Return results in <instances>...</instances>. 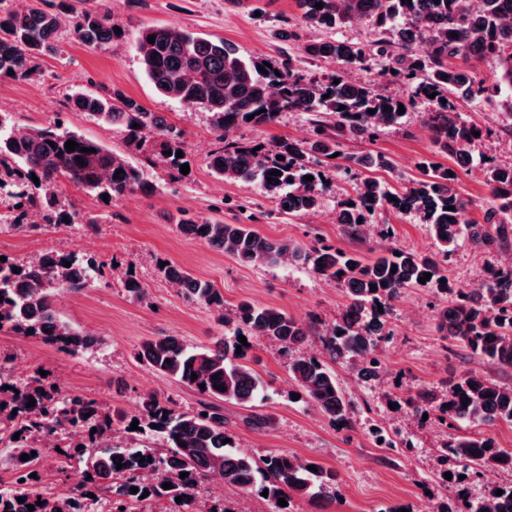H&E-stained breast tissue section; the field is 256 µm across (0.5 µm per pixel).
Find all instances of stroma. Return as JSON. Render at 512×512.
<instances>
[{
	"label": "stroma",
	"instance_id": "stroma-1",
	"mask_svg": "<svg viewBox=\"0 0 512 512\" xmlns=\"http://www.w3.org/2000/svg\"><path fill=\"white\" fill-rule=\"evenodd\" d=\"M86 9L108 10L115 25L130 35L144 26L187 28L204 37L221 38L246 57L261 56L293 65L312 77L334 70V63L308 59L300 41L319 38V31L300 20L296 0H86ZM299 40H292V33ZM42 73L37 80L0 81V113L23 131L62 116L71 130L98 142L133 165L146 168L156 186L153 194L139 192L106 202L71 184L63 193L70 209L80 213L75 224L44 225L24 231L11 225L8 204L0 203V257L28 262L47 251L96 258L101 267L81 290L58 294L55 308L62 319L86 334L99 337L95 348L76 355L57 351L33 338L0 331V355L9 356L14 378L25 379L45 371L49 380L64 390L97 398L134 413L147 392L172 398L178 408L192 412L199 397L168 377L151 372L134 357L146 337L168 334L192 345H207L224 335L214 310L183 298L164 276L160 264H177L195 277L212 283L224 296L225 309L247 300L285 310L298 318L319 314L323 324L335 322L346 303L341 285L326 282L308 269L288 262L274 266H246L224 252L183 237L179 219L208 218L227 224L246 222L262 235L304 244L322 240L349 253L372 257L383 248L429 253L435 241L427 224L413 215L389 211L375 213L365 237H349L336 222L338 203L356 193L359 172L343 173L328 164L329 190L317 212L301 217L281 213L278 206L254 186L222 181L207 167L209 154L218 146L209 112L186 108L162 98L147 80L133 42L111 49L92 50L62 31L59 51L38 59ZM107 90L122 94L142 107L161 113L186 136L187 175L171 180L167 168L151 165L152 144L130 145L117 128L69 111L67 98L77 91ZM462 116L492 129L491 137L471 149L472 163L460 173L456 185L469 203V217L484 216L488 188L482 166L485 160L512 162V134L501 131L496 102L459 103ZM429 108L416 104L399 124L387 128L375 142L343 137L340 150L352 156L375 150L392 162L389 170L377 171L380 180L400 189L420 178L419 164L432 158L435 147L428 126ZM312 118L302 112H285L273 125L242 127L234 140L266 146L281 138L300 141L312 138ZM512 258V250L483 253L459 242L446 268L451 285L474 288L482 268ZM149 290L150 299L131 298L124 287L127 274ZM434 289L411 288L393 302L388 322L394 334L381 344L380 379H357L350 361L333 362L331 369L347 398L355 405L347 424L333 426L304 401L295 399L288 360L261 339H251L249 364L263 378L268 398L257 411L270 424L252 429L250 409L224 403L232 445L253 458L282 451L313 460L336 471L340 484L334 512H377L380 505L397 512H433L467 488L478 499L487 492L485 483L464 478L463 468L443 462L440 445L451 437L486 434L503 448H512V425L466 422L448 427L436 414L420 419L406 400L423 388L439 386L451 373L473 369L496 376L495 368L472 357L463 348L447 351L436 330ZM384 429L394 440L410 443L407 451L379 447L374 429Z\"/></svg>",
	"mask_w": 512,
	"mask_h": 512
}]
</instances>
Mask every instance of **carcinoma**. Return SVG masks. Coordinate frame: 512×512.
Listing matches in <instances>:
<instances>
[{"instance_id": "cac0c4a2", "label": "carcinoma", "mask_w": 512, "mask_h": 512, "mask_svg": "<svg viewBox=\"0 0 512 512\" xmlns=\"http://www.w3.org/2000/svg\"><path fill=\"white\" fill-rule=\"evenodd\" d=\"M302 23L326 37L301 44L310 59L330 60L339 69L321 79L308 78L290 63L245 58L224 41L199 36L188 29L144 27L138 32L137 49L143 71L156 92L186 107H203L211 114L214 135L221 146L210 155L211 173L227 182L259 186L280 211L303 216L315 212L321 195L329 189L322 177V163L341 153L337 137L347 132L373 141L383 130L400 122L399 106L426 103L429 125L438 153L453 159L455 167L434 161L420 163L422 178L397 190L372 176L358 188L356 198L340 203L336 221L348 234L360 237L368 217L377 210L417 214L430 225L438 251L418 254L381 250L372 259L326 245L268 238L247 224H224L209 219L183 218L177 224L184 236L223 251L243 265L269 266L287 260L313 274L345 286L347 303L338 320L322 329L323 353L305 352L301 345L319 330L318 315L297 318L271 306L249 301L239 303L233 316H224V296L214 286L169 263L163 267L168 281L181 287L185 299L218 312L217 320L232 326L233 334L219 337L212 346H194L177 336H152L140 342L136 355L149 369L195 390L204 398L202 408L184 412L156 393L140 396L138 414L131 419L122 408L96 398L64 392L41 375L13 381L7 360L0 359V456L15 464L13 479L0 488V512H95L106 494V512H133L141 504L169 502L176 512H226L208 504L201 495L205 480L218 478L244 493L262 494L267 512H288L278 499L292 502L299 497L327 512L336 504V474L311 461L271 452L257 461L224 442L227 420L215 402L228 401L252 408L261 401L264 383L247 364L248 346L239 336L255 337L276 344L290 356L289 373L302 399L330 422L345 424L354 410L336 374L325 358L346 356L356 361L357 375L378 378L380 345L392 331L386 312L407 289L424 286L449 296L448 304L436 310V329L445 339L457 341L504 374L512 373V263L484 266L478 284L456 292L444 263L462 239L478 250L512 247V163L490 160L483 170L489 189L484 223L468 217L469 203L456 184L458 171L470 163V147L478 141L477 124L463 119L456 100L500 98L502 129L512 133V0H481L473 12L460 0H298ZM368 17L376 39L354 42L332 35L352 19ZM84 46L107 50L120 43L126 31L115 33L106 11L78 10L68 0H39L37 7L13 9L0 0V79L27 80L34 61L57 52L62 26ZM414 28L427 45L419 57L403 33ZM456 36H451V33ZM155 41L148 42V36ZM376 57L388 59L383 75L407 88V96L382 94L364 81H349L341 66H362ZM472 57L495 63L497 81L487 85L465 67ZM339 83H334V80ZM435 97H430V94ZM69 107L90 118L120 128L131 143L148 139L160 143L158 158L174 175L185 164L176 152L185 151L181 129L119 94L78 92L68 98ZM345 109H339V106ZM375 113L370 114L368 110ZM283 112H305L314 117L310 140L279 139L268 149L228 140V133L244 126L270 125ZM328 114L333 126L322 124ZM253 119H248V116ZM139 128H132L133 124ZM73 140L71 151L65 143ZM91 152L82 153L80 149ZM82 158L80 164L77 158ZM348 170L366 172L390 169V159L381 154L347 157ZM121 174H116V171ZM279 171L277 181H268ZM39 178L42 192L29 193L32 177ZM314 180L308 181L306 177ZM98 197L118 198L135 191H148L151 184L143 168L114 155L103 145L53 122L18 132L0 115V193H5L16 213L15 227L33 229L24 223L37 214L45 224H70L77 214L65 209L60 180ZM69 262L66 267L63 262ZM396 272H391L392 267ZM18 272H13V268ZM97 270L94 258L48 251L38 259L16 264L0 261V330L35 338L57 350L78 353L99 344L94 336L77 330L59 317L54 306L57 292L77 291L87 285ZM429 273L425 283L418 278ZM376 289H371V285ZM383 312H378V308ZM241 353H236L237 349ZM196 379H191V374ZM218 379H213V376ZM222 385L221 391L214 385ZM35 399L32 407L26 406ZM406 403L417 413L439 412L441 421L493 424L512 423V383L497 381L484 373L465 370L433 390H422ZM138 429L130 430L133 420ZM96 433H91V430ZM85 432L87 439L69 446L57 461V471L83 466L84 486L69 494L45 495L35 490L42 480L41 462L46 445L66 432ZM19 439H14V435ZM36 455H31V452ZM30 459L23 461L21 455ZM151 459L141 460L143 456ZM443 459L464 464L477 479L489 474L512 472V450L501 448L486 435H464L443 443ZM122 468H117V463ZM186 472L188 476L180 477ZM36 477H31V474ZM172 488H163L164 483ZM138 488V492L130 488ZM502 494H496L497 490ZM181 502H175L176 497ZM488 496L499 501L498 512H512V485L492 484ZM24 502H18V498ZM442 512H490L487 500L474 501L460 494Z\"/></svg>"}]
</instances>
